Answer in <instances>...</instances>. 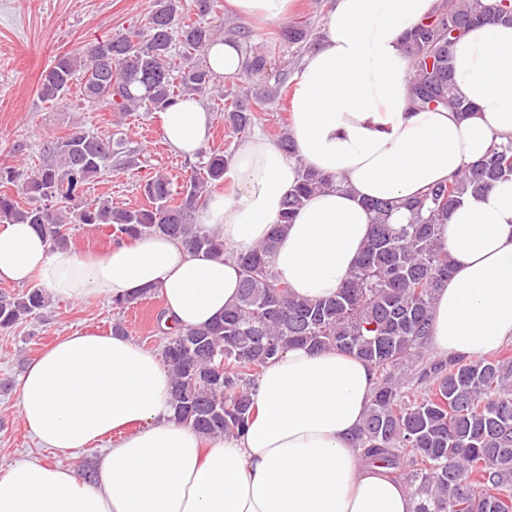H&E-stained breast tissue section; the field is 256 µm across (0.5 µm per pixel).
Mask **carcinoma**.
Here are the masks:
<instances>
[{
    "label": "carcinoma",
    "instance_id": "obj_1",
    "mask_svg": "<svg viewBox=\"0 0 512 512\" xmlns=\"http://www.w3.org/2000/svg\"><path fill=\"white\" fill-rule=\"evenodd\" d=\"M196 7L198 19L181 26L178 0H154L146 30L130 29L57 56L41 76V99L64 100L76 81L80 100L114 112H163L188 95L227 98L201 59L217 36L213 5L196 0ZM486 21L512 23V0H439L435 13L413 27L405 42L413 108L444 109L459 118L472 111L453 94V48L470 27ZM225 35L237 43L242 68L224 121L231 133L245 134L289 72L280 73L276 86L253 91L251 83L271 68L270 56L243 28ZM281 40L290 48L316 45L307 22L290 24ZM200 157L181 185L158 173L140 185L146 205L114 208L106 199L84 200V189L114 165L137 167L138 148L121 137L81 130L51 138L35 173L0 170V183L17 187L14 195L0 192V222L31 224L61 249L68 248L71 227L106 225L115 237L162 234L196 253L224 255V241L208 234L198 216L224 184L231 156L204 150ZM510 177L512 140L493 143L481 159L418 197L366 202L373 224L359 261L335 295L310 301L293 295L272 270L286 226L331 183L302 171L268 238L233 254L240 270L237 302L203 328L165 331L161 356L172 376L174 419L208 438L240 435L253 413L250 386L270 359L291 346L336 349L377 373L353 444L363 449V461L408 477L420 500L417 512H512V354L450 357L411 376V367L426 359L436 293L451 271L439 227L459 197L480 195ZM401 208L407 223H392ZM44 307L41 288L1 296L0 328Z\"/></svg>",
    "mask_w": 512,
    "mask_h": 512
}]
</instances>
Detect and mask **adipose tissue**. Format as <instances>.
<instances>
[{"label":"adipose tissue","instance_id":"obj_1","mask_svg":"<svg viewBox=\"0 0 512 512\" xmlns=\"http://www.w3.org/2000/svg\"><path fill=\"white\" fill-rule=\"evenodd\" d=\"M438 0H329L325 37L292 87L288 155L260 134L241 141L199 218L228 249L193 253L159 234L105 254L54 250L31 225L0 226V281H39L54 298L113 301L141 288L164 299V327H202L239 294L233 253L263 243L301 169L329 176L283 233L273 273L300 298L335 295L368 239V200L408 199L512 137V25L488 22L454 47L459 118L410 110L403 38ZM164 140L198 155L211 114L188 97L159 113ZM451 258L437 294L430 346L483 359L512 340V179L464 195L439 228ZM376 382L366 362L291 347L251 394L241 436L207 439L177 422L158 352L125 336L73 333L32 360L18 408L42 447L62 455L109 437L91 480L60 463H16L0 476V512H416L412 489L351 445Z\"/></svg>","mask_w":512,"mask_h":512}]
</instances>
